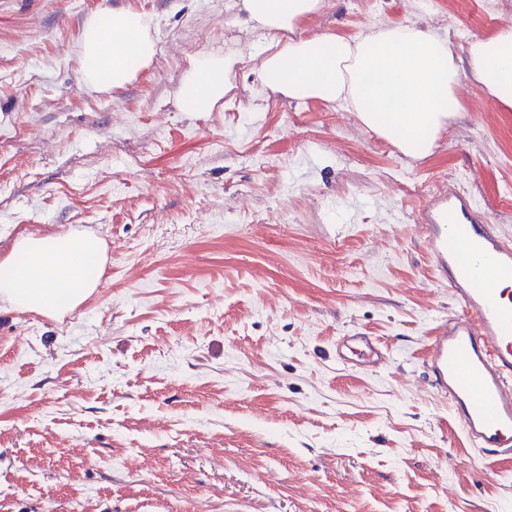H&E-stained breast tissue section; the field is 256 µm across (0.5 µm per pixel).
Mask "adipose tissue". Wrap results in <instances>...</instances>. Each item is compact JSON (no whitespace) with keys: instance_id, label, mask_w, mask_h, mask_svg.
Returning <instances> with one entry per match:
<instances>
[{"instance_id":"ef3b65f1","label":"adipose tissue","mask_w":512,"mask_h":512,"mask_svg":"<svg viewBox=\"0 0 512 512\" xmlns=\"http://www.w3.org/2000/svg\"><path fill=\"white\" fill-rule=\"evenodd\" d=\"M324 0H240L243 25L278 39L259 47L254 74L264 90L291 100L346 102L361 123L412 157L427 156L437 133L461 109V79L478 83L512 108V28L472 36L463 47L416 25L389 23L354 37H295L297 25ZM156 53L153 20L131 9L102 6L86 21L80 77L95 91L119 88ZM237 56L192 59L178 94L181 111L211 112L236 86ZM105 245L89 233L22 235L0 258V296L52 316L79 306L99 285Z\"/></svg>"}]
</instances>
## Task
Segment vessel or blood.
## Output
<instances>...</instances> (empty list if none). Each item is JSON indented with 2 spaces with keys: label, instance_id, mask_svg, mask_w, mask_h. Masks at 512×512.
I'll return each mask as SVG.
<instances>
[{
  "label": "vessel or blood",
  "instance_id": "1",
  "mask_svg": "<svg viewBox=\"0 0 512 512\" xmlns=\"http://www.w3.org/2000/svg\"><path fill=\"white\" fill-rule=\"evenodd\" d=\"M426 250L460 316L445 320L425 359L438 397L479 451L512 454V304L496 282L512 279V240L498 236L487 212L457 184L419 207ZM371 367L389 353L369 336L338 337L336 358L350 364L352 344Z\"/></svg>",
  "mask_w": 512,
  "mask_h": 512
}]
</instances>
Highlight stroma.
I'll return each instance as SVG.
<instances>
[{"label": "stroma", "mask_w": 512, "mask_h": 512, "mask_svg": "<svg viewBox=\"0 0 512 512\" xmlns=\"http://www.w3.org/2000/svg\"><path fill=\"white\" fill-rule=\"evenodd\" d=\"M238 0H0V256L26 233L106 243L69 320L0 297V512H512V456L474 452L424 353L457 314L411 214L457 180L512 238V112L475 83L412 159L342 103L265 92ZM154 21L156 54L80 80L102 5ZM431 26L455 45L512 0H327L353 36ZM241 57L233 97L178 106L192 58ZM377 337L383 368L336 339Z\"/></svg>", "instance_id": "1"}]
</instances>
